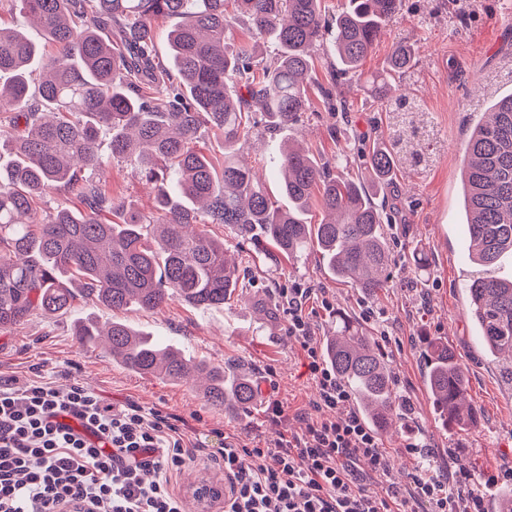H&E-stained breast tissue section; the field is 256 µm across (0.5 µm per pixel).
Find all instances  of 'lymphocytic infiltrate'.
Masks as SVG:
<instances>
[{"label": "lymphocytic infiltrate", "instance_id": "f902f5d3", "mask_svg": "<svg viewBox=\"0 0 512 512\" xmlns=\"http://www.w3.org/2000/svg\"><path fill=\"white\" fill-rule=\"evenodd\" d=\"M310 295L280 292L288 335L316 385L315 417L273 446L225 443L223 512H485V491L512 480V467L482 478L423 469L407 492L369 491L391 460L312 342ZM188 456L184 429L159 412L134 403L113 410L79 382L61 390L41 375L0 378V512H186L172 478ZM146 469L152 481L142 479Z\"/></svg>", "mask_w": 512, "mask_h": 512}]
</instances>
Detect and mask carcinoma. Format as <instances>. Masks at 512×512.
Returning <instances> with one entry per match:
<instances>
[{
	"mask_svg": "<svg viewBox=\"0 0 512 512\" xmlns=\"http://www.w3.org/2000/svg\"><path fill=\"white\" fill-rule=\"evenodd\" d=\"M40 29L51 54L17 29L0 27V126L11 129L0 158V330L37 313H65L79 298L122 311L230 303L239 269L209 225L224 224L242 242L261 241L284 257L320 254L327 271L369 294L389 287L393 255L373 195L394 180L391 149L376 142L366 157L369 183L347 166L318 163L287 141L277 175L288 206L238 156V144L263 117L274 131L309 111L316 52L327 45L340 68L322 87L328 112L345 111L341 79L356 74L402 0H9ZM166 35L172 66L155 61L156 26ZM245 25L252 40L231 34ZM270 52L259 53V42ZM414 63L393 47L376 79L382 105H401L391 79ZM112 137L99 152L98 132ZM224 137V167L195 148L202 131ZM116 158L134 163L154 193L145 217L112 199L100 178ZM462 205L468 255L478 266L466 284L467 315L485 352L512 355V278L493 274L512 255V93L474 125L464 147ZM65 188L80 207L60 205L39 216L38 204ZM325 217L308 221L312 206ZM336 334L323 353L359 412L379 433L398 404L388 365L373 337L336 314ZM80 343L105 338L106 357L144 375L171 381L201 377L209 403L235 413L257 402L252 373L235 362L208 364L158 337L112 321H89ZM432 409L445 425L476 421L464 371L448 346L425 351Z\"/></svg>",
	"mask_w": 512,
	"mask_h": 512,
	"instance_id": "1",
	"label": "carcinoma"
}]
</instances>
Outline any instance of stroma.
Returning <instances> with one entry per match:
<instances>
[{"mask_svg":"<svg viewBox=\"0 0 512 512\" xmlns=\"http://www.w3.org/2000/svg\"><path fill=\"white\" fill-rule=\"evenodd\" d=\"M396 44L416 51L413 67L396 81L407 99L402 112L378 105L368 85L385 69ZM329 69L328 59L317 56L308 91L311 110L294 137L322 161L347 153L357 178L365 175L363 157L373 142L389 145L396 182L388 195L385 232L395 257L393 286L363 293L329 277L316 252L296 260L257 258L253 245L237 244L224 225L214 224L211 235L223 239L240 270L243 291L237 300L207 309L172 302L154 312L133 308L120 314L134 328L170 340L196 358L245 364L258 387L249 413L227 418L204 399L201 384L138 375L106 358L101 344H79L74 330L80 323L103 324L113 316L90 299H76L63 315L37 314L0 331L2 376L24 380L41 374L60 387L79 382L114 409L135 403L185 422L193 451L174 479L183 499H190L200 481H223L224 469L212 450L225 438L265 447L302 433L303 414L316 393L303 349L288 336L287 312L278 307L268 317L253 306L258 298H278L280 289L296 285L312 290L304 309L315 347H323L334 331L337 313L356 319L375 338L396 392L412 407L380 438L392 468L371 480L372 492L408 489L420 466L419 457L405 450L411 443L425 448L440 474L460 469L483 475L512 466V384L500 363L486 356L465 312V283L473 265L465 253L459 201L469 133L499 95L512 92V0H402L361 74L344 82L348 111L334 114L323 106L319 87ZM280 141L279 133L259 126L240 150L274 194ZM102 185L127 207L143 214L153 209V193L132 164L113 163ZM414 248L427 254L426 269H417L410 258ZM432 341L448 344L466 374L467 396L478 415L476 426L465 432L444 428L432 413L423 360ZM276 400L285 409L280 418L272 412Z\"/></svg>","mask_w":512,"mask_h":512,"instance_id":"stroma-1","label":"stroma"}]
</instances>
